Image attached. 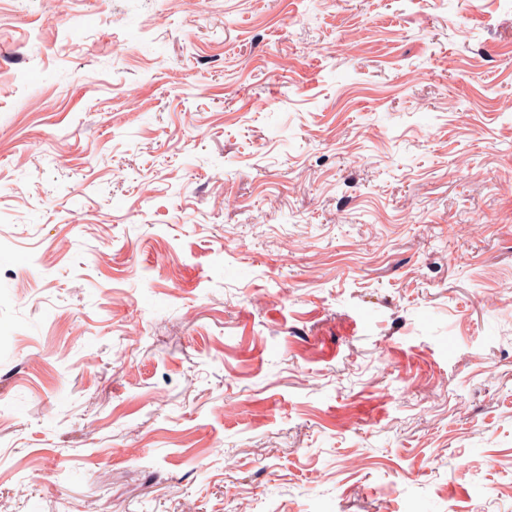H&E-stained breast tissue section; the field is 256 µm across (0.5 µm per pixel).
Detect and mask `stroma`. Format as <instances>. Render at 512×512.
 <instances>
[{"mask_svg": "<svg viewBox=\"0 0 512 512\" xmlns=\"http://www.w3.org/2000/svg\"><path fill=\"white\" fill-rule=\"evenodd\" d=\"M0 512H512V0H0Z\"/></svg>", "mask_w": 512, "mask_h": 512, "instance_id": "obj_1", "label": "stroma"}]
</instances>
